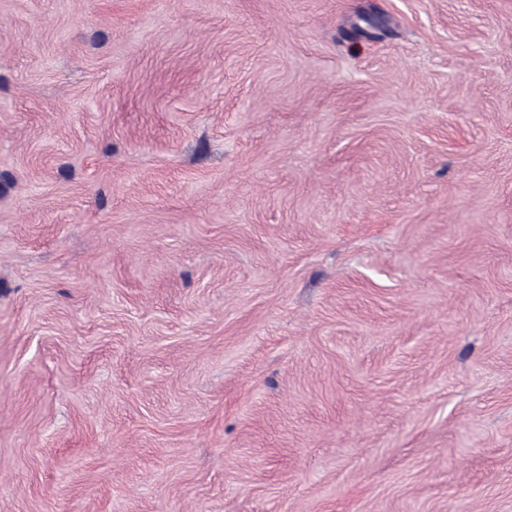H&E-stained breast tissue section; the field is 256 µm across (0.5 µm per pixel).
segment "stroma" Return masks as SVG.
<instances>
[{
	"instance_id": "obj_1",
	"label": "stroma",
	"mask_w": 512,
	"mask_h": 512,
	"mask_svg": "<svg viewBox=\"0 0 512 512\" xmlns=\"http://www.w3.org/2000/svg\"><path fill=\"white\" fill-rule=\"evenodd\" d=\"M0 512H512V0H0Z\"/></svg>"
}]
</instances>
